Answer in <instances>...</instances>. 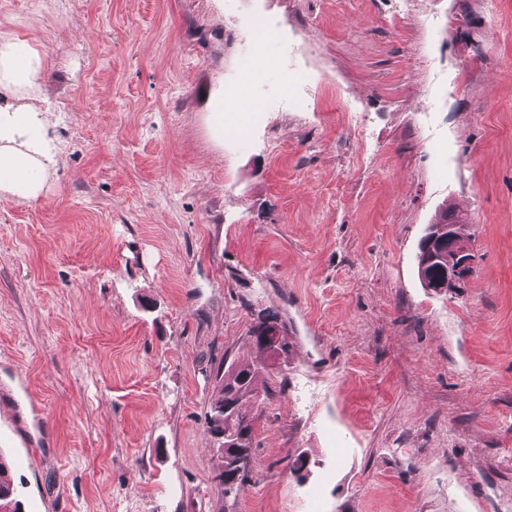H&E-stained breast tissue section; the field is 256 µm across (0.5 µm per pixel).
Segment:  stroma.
I'll return each mask as SVG.
<instances>
[{"label": "stroma", "mask_w": 512, "mask_h": 512, "mask_svg": "<svg viewBox=\"0 0 512 512\" xmlns=\"http://www.w3.org/2000/svg\"><path fill=\"white\" fill-rule=\"evenodd\" d=\"M0 31L60 147L0 202V373L45 417L19 447L0 399L24 512H512V0H0ZM447 206L459 295L415 264ZM262 311L290 351L228 497L208 373L265 362ZM454 210H445L442 212L434 224H429L426 234L421 238L417 253L418 275L424 285L429 288L432 278L442 273L440 262L434 261L435 257L440 256L442 262H448V268H445L444 275L440 279L433 281L431 288L436 290H448L455 294L461 293L462 289L474 271L476 256L471 248L470 241L462 232L459 234L457 228L468 223V218L461 213L458 217L448 219L452 216ZM448 224V244L441 241L438 253L435 246H429L428 241L432 239L436 232L432 231L433 226L445 229ZM447 254V256H446Z\"/></svg>", "instance_id": "obj_1"}]
</instances>
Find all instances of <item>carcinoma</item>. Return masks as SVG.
Returning <instances> with one entry per match:
<instances>
[{
    "label": "carcinoma",
    "mask_w": 512,
    "mask_h": 512,
    "mask_svg": "<svg viewBox=\"0 0 512 512\" xmlns=\"http://www.w3.org/2000/svg\"><path fill=\"white\" fill-rule=\"evenodd\" d=\"M453 215L450 210L442 212L434 224L428 225L426 234L421 238L417 253L418 275L425 286H430L432 278L442 273L440 262L435 260L438 256L435 247L428 245V241L435 236L433 226L447 228L448 217ZM265 366L252 364H239L232 362L228 365L219 361L210 370V377L214 380V396L206 413L207 432L211 435L224 432L232 437L236 433L245 432V439L240 442L238 460L242 461V474L239 476L238 486H243L245 473L253 467L252 435L255 417L242 411L241 404L249 394H259L260 385L263 384ZM13 483L8 475V469L0 460V512H22L19 501L13 500Z\"/></svg>",
    "instance_id": "cac0c4a2"
}]
</instances>
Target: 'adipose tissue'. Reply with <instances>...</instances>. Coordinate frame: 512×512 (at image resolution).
<instances>
[{"label": "adipose tissue", "instance_id": "obj_1", "mask_svg": "<svg viewBox=\"0 0 512 512\" xmlns=\"http://www.w3.org/2000/svg\"><path fill=\"white\" fill-rule=\"evenodd\" d=\"M45 70L28 40L0 32V200L37 197L57 162L48 115L30 102Z\"/></svg>", "mask_w": 512, "mask_h": 512}]
</instances>
